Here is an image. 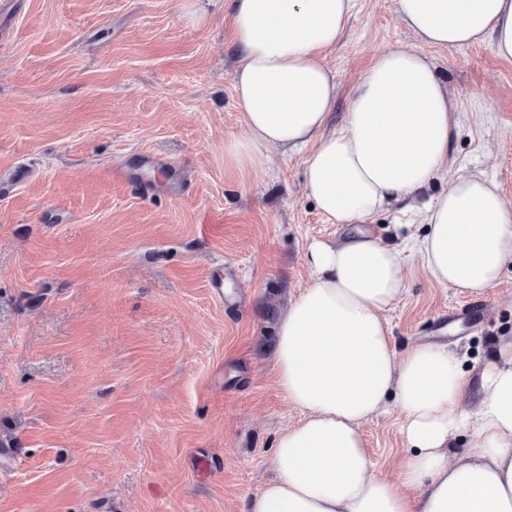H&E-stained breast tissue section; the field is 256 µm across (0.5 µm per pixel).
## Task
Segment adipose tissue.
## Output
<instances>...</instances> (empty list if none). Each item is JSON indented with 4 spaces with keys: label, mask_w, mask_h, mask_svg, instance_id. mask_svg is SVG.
I'll use <instances>...</instances> for the list:
<instances>
[{
    "label": "adipose tissue",
    "mask_w": 512,
    "mask_h": 512,
    "mask_svg": "<svg viewBox=\"0 0 512 512\" xmlns=\"http://www.w3.org/2000/svg\"><path fill=\"white\" fill-rule=\"evenodd\" d=\"M356 0H228L240 58L234 91L242 136L224 164L266 165L270 148L302 151L305 189L332 222L358 224L417 199L433 180L445 191L418 208L422 236L393 244L369 231L308 249L310 279L276 326L275 373L302 419L282 428L273 479L242 512H512V341L470 374L448 344L397 353L387 312L405 291L414 249L443 287L483 296L512 264V203L479 174L449 177L459 115L423 53L389 48L361 76L342 124L329 123L336 72L327 52ZM423 44L459 48L491 39L512 60V0H394ZM478 383L477 411L460 404ZM396 401L407 460L399 478L373 469L364 421ZM473 445L449 459L450 443Z\"/></svg>",
    "instance_id": "ef3b65f1"
}]
</instances>
